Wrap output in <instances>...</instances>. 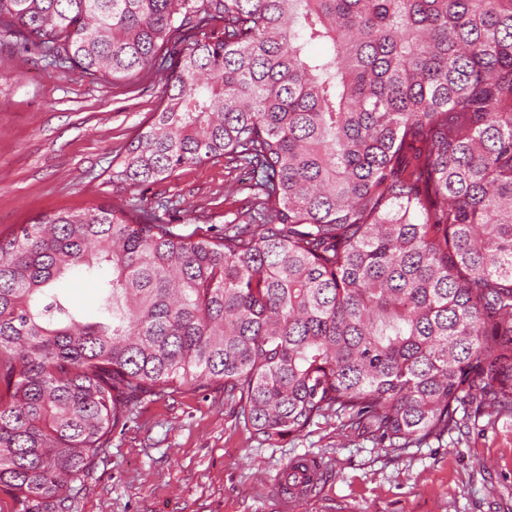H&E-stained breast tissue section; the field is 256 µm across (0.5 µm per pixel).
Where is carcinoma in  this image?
I'll return each instance as SVG.
<instances>
[{"label": "carcinoma", "instance_id": "obj_1", "mask_svg": "<svg viewBox=\"0 0 512 512\" xmlns=\"http://www.w3.org/2000/svg\"><path fill=\"white\" fill-rule=\"evenodd\" d=\"M0 30L92 79L162 73L112 178L222 159L258 191L249 224L114 205L0 239L13 512H65L137 403L188 385L270 444L334 415L403 450L476 397L512 414V0H0ZM65 288H69V298L71 304L87 313L93 312L95 304V289L84 281L79 275L75 274L66 281Z\"/></svg>", "mask_w": 512, "mask_h": 512}]
</instances>
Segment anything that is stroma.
Segmentation results:
<instances>
[{
	"label": "stroma",
	"instance_id": "35a3bbf8",
	"mask_svg": "<svg viewBox=\"0 0 512 512\" xmlns=\"http://www.w3.org/2000/svg\"><path fill=\"white\" fill-rule=\"evenodd\" d=\"M159 74L106 82L51 64L0 33V235L57 211L128 202L164 224L245 223L246 171L205 161L130 188L112 160L160 103ZM459 431L401 451L319 420L268 444L239 423L211 384L148 397L75 483L69 512H278L296 458L322 479L300 512H512V415L458 410Z\"/></svg>",
	"mask_w": 512,
	"mask_h": 512
}]
</instances>
